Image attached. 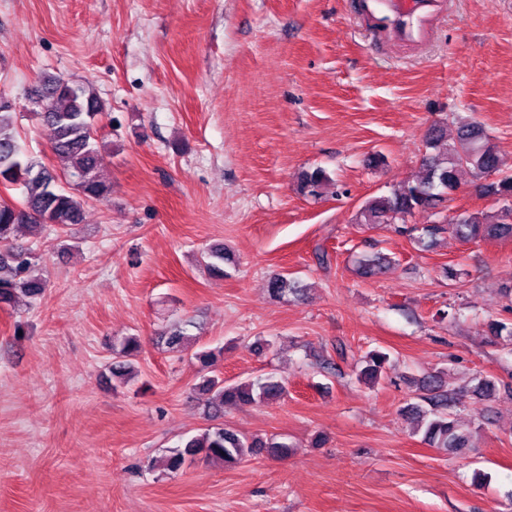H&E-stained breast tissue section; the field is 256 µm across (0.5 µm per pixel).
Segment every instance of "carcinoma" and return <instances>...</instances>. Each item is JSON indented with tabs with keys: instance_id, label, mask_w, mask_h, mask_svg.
Masks as SVG:
<instances>
[{
	"instance_id": "obj_1",
	"label": "carcinoma",
	"mask_w": 512,
	"mask_h": 512,
	"mask_svg": "<svg viewBox=\"0 0 512 512\" xmlns=\"http://www.w3.org/2000/svg\"><path fill=\"white\" fill-rule=\"evenodd\" d=\"M35 96L39 102L51 101L50 108L40 113V117L53 130L54 154L73 181L66 188L60 186L54 171L27 155L13 125V106L0 103V182L22 188L21 200L0 199L1 307L16 303L21 295L30 299L39 297L47 283L43 261L32 248L15 242L17 228L25 225L41 233L48 227L65 229L79 224L87 202L103 199L112 192L111 185L102 181L98 174L97 124L104 104L93 88L62 75H48L39 80ZM467 170L478 176L495 177L483 185L484 194L508 201L511 206L493 211H464L451 224L446 219L434 220L420 229L408 228L406 233L421 249L430 248L437 237L446 232L463 242L511 239L512 170L503 168L497 146L477 126L462 127L457 139L448 144L446 154L425 158L423 175L401 191L366 200L356 214V223L403 224L406 217L417 210H433L459 188L460 174ZM327 181L326 172L317 167L302 174L299 190L304 196L316 199ZM228 260L230 256L222 244L213 245L200 254V264L220 276L224 275V262ZM358 268L360 276L374 278L383 272L384 261L380 257H364L359 260ZM267 288L270 296L278 299L299 292L297 283L282 273L273 274ZM186 326L187 323L178 322L164 330L170 350H188L191 342ZM488 329L496 337L506 336L503 348L512 352V326L492 319L488 321ZM139 350L138 337L123 338L114 350V378L122 383L135 378L129 359ZM388 361V353L369 351L359 377L379 382ZM446 376L442 370L413 379L424 405L410 404L402 414L417 421L416 430L422 433V441L429 447L445 453L460 452L469 446L470 426L462 424L457 417L455 391L448 388ZM474 381L471 392L476 398L489 400L496 396L498 387L494 379L480 375ZM198 392L212 424L168 450L160 460L152 461L151 467L160 466L164 473L175 476L198 459L234 463L263 452L276 459L288 457L292 445L286 442L274 438L249 440L217 422L224 416L226 405L280 400L286 393V386L276 375L227 384L213 373L202 376Z\"/></svg>"
}]
</instances>
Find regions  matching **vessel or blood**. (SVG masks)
<instances>
[{"label": "vessel or blood", "instance_id": "b4317fda", "mask_svg": "<svg viewBox=\"0 0 512 512\" xmlns=\"http://www.w3.org/2000/svg\"><path fill=\"white\" fill-rule=\"evenodd\" d=\"M366 10L383 16L391 26V35L404 43L426 39L428 21L437 0H363Z\"/></svg>", "mask_w": 512, "mask_h": 512}]
</instances>
